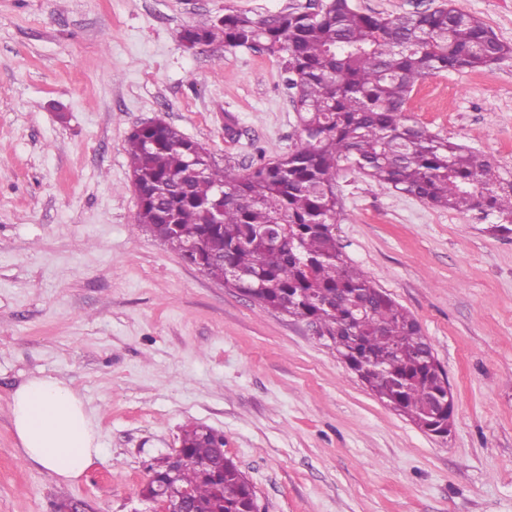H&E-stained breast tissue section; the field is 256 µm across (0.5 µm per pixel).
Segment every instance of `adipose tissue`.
Returning <instances> with one entry per match:
<instances>
[{
  "label": "adipose tissue",
  "mask_w": 512,
  "mask_h": 512,
  "mask_svg": "<svg viewBox=\"0 0 512 512\" xmlns=\"http://www.w3.org/2000/svg\"><path fill=\"white\" fill-rule=\"evenodd\" d=\"M11 420L25 459L74 481L100 456L96 424L82 396L65 381L29 378L11 398Z\"/></svg>",
  "instance_id": "obj_1"
}]
</instances>
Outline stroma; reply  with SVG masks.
Wrapping results in <instances>:
<instances>
[{"label": "stroma", "instance_id": "1", "mask_svg": "<svg viewBox=\"0 0 512 512\" xmlns=\"http://www.w3.org/2000/svg\"><path fill=\"white\" fill-rule=\"evenodd\" d=\"M318 0H0V512H148L150 467L198 423L261 512H512V234L340 165L336 238L418 320L451 385L448 436L382 402L306 321L260 307L136 224L126 139L163 119L245 171L301 131L279 57L187 25ZM512 46V0H455ZM405 114L512 183V57L420 81ZM67 380L101 457L77 481L24 459L28 378Z\"/></svg>", "mask_w": 512, "mask_h": 512}]
</instances>
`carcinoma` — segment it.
Masks as SVG:
<instances>
[{
  "label": "carcinoma",
  "instance_id": "obj_1",
  "mask_svg": "<svg viewBox=\"0 0 512 512\" xmlns=\"http://www.w3.org/2000/svg\"><path fill=\"white\" fill-rule=\"evenodd\" d=\"M193 46H259L284 56L302 143L284 156L235 173L212 163L175 126L133 130L126 140L132 181L146 195L136 223L173 250L197 244L205 272L264 307L303 319L383 402L424 432L448 431L453 406L443 370L418 321L375 287L342 251L335 225L340 163L381 187L440 209L497 213L512 233V184L488 161L409 122L416 84L443 71H477L512 56L482 21L453 0L430 13L392 18L322 0L314 12L277 16L226 13L190 25ZM191 177H183L189 170ZM224 189L219 197L218 189ZM278 230L281 243L267 235ZM213 430L194 425L181 438L176 483L193 512H260L246 475L211 447Z\"/></svg>",
  "mask_w": 512,
  "mask_h": 512
}]
</instances>
